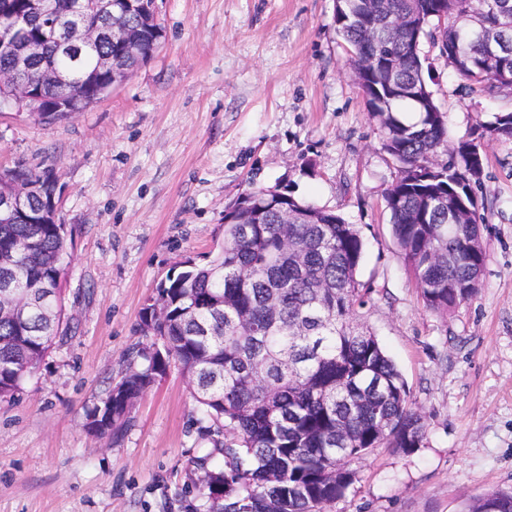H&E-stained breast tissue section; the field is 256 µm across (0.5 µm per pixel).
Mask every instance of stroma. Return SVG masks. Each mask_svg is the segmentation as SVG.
Here are the masks:
<instances>
[{"mask_svg": "<svg viewBox=\"0 0 512 512\" xmlns=\"http://www.w3.org/2000/svg\"><path fill=\"white\" fill-rule=\"evenodd\" d=\"M334 0H156L157 51L99 102L46 121L0 105V170L53 169L71 233L64 322L14 399L0 400V512H186L198 434L188 380L170 365L119 439L86 414L141 343L139 313L181 262L206 264L224 208L275 187L334 211L364 241L362 318L424 416L409 454L379 449L331 512H461L512 488V139L484 170L486 253L476 296L428 311L400 258L384 193L395 164L349 69ZM419 54L448 135L512 111L458 77L429 38Z\"/></svg>", "mask_w": 512, "mask_h": 512, "instance_id": "obj_1", "label": "stroma"}]
</instances>
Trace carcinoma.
I'll list each match as a JSON object with an SVG mask.
<instances>
[{"instance_id":"obj_1","label":"carcinoma","mask_w":512,"mask_h":512,"mask_svg":"<svg viewBox=\"0 0 512 512\" xmlns=\"http://www.w3.org/2000/svg\"><path fill=\"white\" fill-rule=\"evenodd\" d=\"M154 0H136L125 16L146 60L162 37ZM481 7L512 10V0H338L337 32L350 47V68L366 102L381 122L396 178L384 199L392 234L424 306L450 315L478 291L485 256L470 253L482 237L485 205L463 224L448 221V209L431 203L448 197L470 200L469 158L486 159L485 144L512 138V112L496 113L474 126L472 138L448 140L443 112L423 75L418 44L428 36L449 67L492 96H512V54L492 56L482 38H460L463 17ZM409 17L390 35L379 25L384 12ZM378 46L368 61L365 48ZM45 58L70 77L68 89L93 99L104 76L90 80L93 57L45 45ZM419 112L405 122L400 112ZM277 191L247 190L230 203L245 224L224 225V246L199 266L169 275L141 309L148 311L151 344L125 354V373L87 416L112 408L117 438L134 403L177 364L192 387L209 452L191 459L207 479L197 486L194 512H324L345 497L356 479L351 465L378 448L408 454L426 436L421 412L377 336L355 325L371 291L357 279L363 240L352 224L332 211L300 200L293 210L312 211L322 224L296 217L280 223ZM0 253L12 255L15 287L51 288L71 255L65 225L0 220ZM62 304L52 313L31 312L22 320L0 318V399L12 398L25 377L61 334ZM512 512V489H494L469 501L464 512Z\"/></svg>"}]
</instances>
